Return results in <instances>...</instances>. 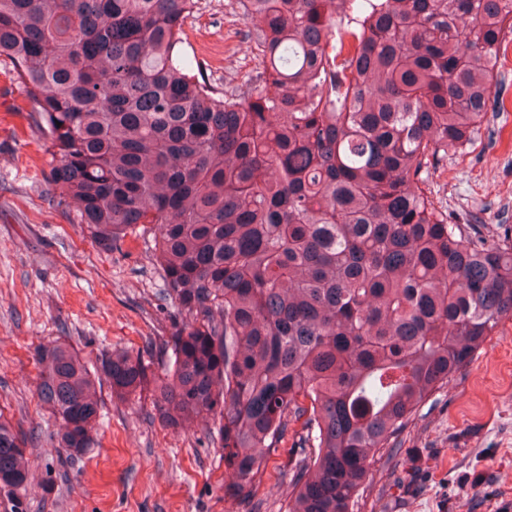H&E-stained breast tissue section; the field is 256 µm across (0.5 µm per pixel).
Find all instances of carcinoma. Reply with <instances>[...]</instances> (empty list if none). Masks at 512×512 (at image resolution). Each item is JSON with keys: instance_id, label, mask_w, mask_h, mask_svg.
Segmentation results:
<instances>
[{"instance_id": "carcinoma-1", "label": "carcinoma", "mask_w": 512, "mask_h": 512, "mask_svg": "<svg viewBox=\"0 0 512 512\" xmlns=\"http://www.w3.org/2000/svg\"><path fill=\"white\" fill-rule=\"evenodd\" d=\"M261 68L214 93L176 51L194 0H0V57L56 161L72 223L103 248L154 228L174 306L152 404L219 418L224 496L246 501L288 430L287 512H354L370 461L512 318V239L451 224L424 188L484 122L512 0H239ZM36 395L86 452L98 378L36 352ZM147 365L102 362L119 397ZM0 419V490L29 477Z\"/></svg>"}]
</instances>
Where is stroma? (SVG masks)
<instances>
[{
	"instance_id": "35a3bbf8",
	"label": "stroma",
	"mask_w": 512,
	"mask_h": 512,
	"mask_svg": "<svg viewBox=\"0 0 512 512\" xmlns=\"http://www.w3.org/2000/svg\"><path fill=\"white\" fill-rule=\"evenodd\" d=\"M180 50L213 91L244 87L259 60L237 0H194ZM0 58V415L26 432L24 489L0 493V512H285L286 435L250 500L224 495L217 424L171 429L149 392L102 386L95 446L67 456L59 424L35 394L37 348L70 345L90 370L111 354L140 355L161 376L159 351L174 308L153 242L128 230L116 249L94 244L57 204L51 156L32 126L19 83ZM427 188L461 224L495 241L512 234V111L490 110L472 145L440 155ZM359 512H512V319L436 390L369 467Z\"/></svg>"
}]
</instances>
